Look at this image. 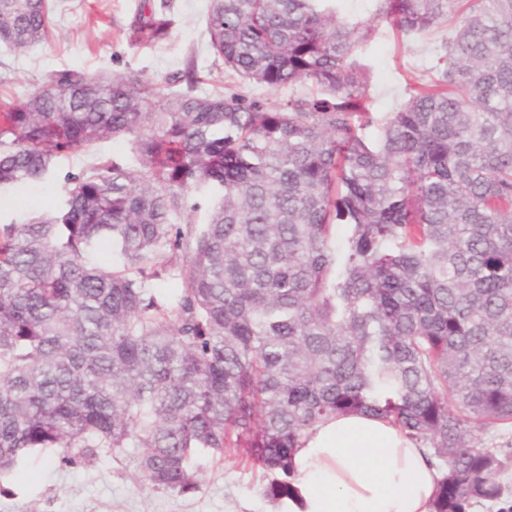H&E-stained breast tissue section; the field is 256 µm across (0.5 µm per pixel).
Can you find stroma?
<instances>
[{"instance_id": "obj_1", "label": "stroma", "mask_w": 512, "mask_h": 512, "mask_svg": "<svg viewBox=\"0 0 512 512\" xmlns=\"http://www.w3.org/2000/svg\"><path fill=\"white\" fill-rule=\"evenodd\" d=\"M173 25L162 41L135 47L124 33L139 0H47L51 28L47 40L26 53L0 47V103L25 101L49 87L56 71L79 68L105 78L129 77L164 87L194 62V90L199 95L239 92L274 103L306 96L304 84L277 90L241 82L208 48L210 0H169ZM341 14L374 22L370 39L357 54L369 70L367 100L378 116L399 111L412 81L432 76V67L448 31L439 28L403 36L387 21L375 20V0H339ZM137 160L128 139L95 142L89 150L59 159L43 185L18 184L0 189V224H22L32 214L58 210L68 175L93 159ZM136 451H100L90 464H66L56 457L34 456L11 476L0 479V512H276V503L262 494V470L245 456L207 460L197 491L167 493L137 481Z\"/></svg>"}]
</instances>
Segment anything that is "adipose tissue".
<instances>
[{
	"mask_svg": "<svg viewBox=\"0 0 512 512\" xmlns=\"http://www.w3.org/2000/svg\"><path fill=\"white\" fill-rule=\"evenodd\" d=\"M292 466L297 480L279 512H430L440 478L425 448L360 413L317 424Z\"/></svg>",
	"mask_w": 512,
	"mask_h": 512,
	"instance_id": "adipose-tissue-1",
	"label": "adipose tissue"
}]
</instances>
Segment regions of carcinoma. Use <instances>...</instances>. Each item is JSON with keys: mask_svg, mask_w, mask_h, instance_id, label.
I'll return each mask as SVG.
<instances>
[{"mask_svg": "<svg viewBox=\"0 0 512 512\" xmlns=\"http://www.w3.org/2000/svg\"><path fill=\"white\" fill-rule=\"evenodd\" d=\"M335 0H212L209 46L242 80L318 90L273 107L76 69L0 104V188L95 159L62 206L0 224V474L138 448L155 490L198 489L199 460L244 448L288 496L318 423L369 413L442 469L431 512L503 499L512 448V0H377L405 35L448 28L437 78L378 120L356 59L372 26ZM46 0H0V42L47 36ZM171 20L140 0L131 46ZM209 198L206 222L192 195ZM346 227L336 240V225ZM104 245L121 267L97 263ZM181 257L182 288L152 281ZM480 441L486 448H512V425L508 427H487L479 432Z\"/></svg>", "mask_w": 512, "mask_h": 512, "instance_id": "carcinoma-1", "label": "carcinoma"}]
</instances>
